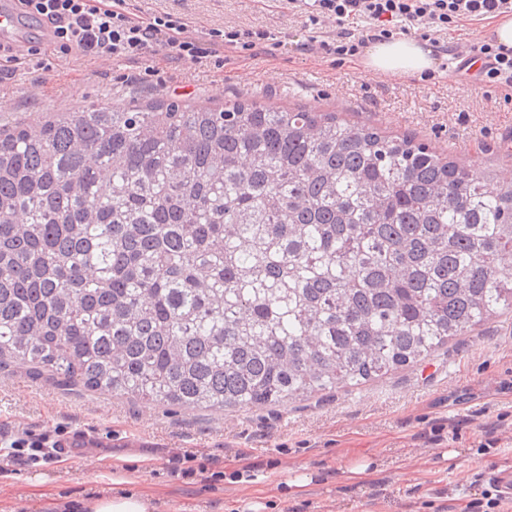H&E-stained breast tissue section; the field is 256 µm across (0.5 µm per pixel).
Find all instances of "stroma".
<instances>
[{"mask_svg": "<svg viewBox=\"0 0 512 512\" xmlns=\"http://www.w3.org/2000/svg\"><path fill=\"white\" fill-rule=\"evenodd\" d=\"M141 17L177 11L196 35L258 27L272 55H224L187 68L43 54L0 81V128L38 126L74 105L133 98L222 107L254 100L280 110L314 106L350 123L408 135L478 173L512 177V101L455 68L381 74L304 49V14L286 0H131ZM495 427L497 447L480 452ZM28 431L88 434L98 449L37 468L0 455V512H61L97 489L151 500L155 512H461L494 470L512 468V312L493 318L430 359L374 380L276 406L185 409L63 389L14 366L0 368V438ZM218 458L225 478L171 473L172 453ZM251 464L248 478L233 471ZM370 474L354 476V465Z\"/></svg>", "mask_w": 512, "mask_h": 512, "instance_id": "1", "label": "stroma"}]
</instances>
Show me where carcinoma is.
<instances>
[{
  "label": "carcinoma",
  "instance_id": "obj_1",
  "mask_svg": "<svg viewBox=\"0 0 512 512\" xmlns=\"http://www.w3.org/2000/svg\"><path fill=\"white\" fill-rule=\"evenodd\" d=\"M512 178L335 112L132 100L0 131V366L188 409L416 364L512 310Z\"/></svg>",
  "mask_w": 512,
  "mask_h": 512
}]
</instances>
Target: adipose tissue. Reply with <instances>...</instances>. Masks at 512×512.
<instances>
[{
  "label": "adipose tissue",
  "mask_w": 512,
  "mask_h": 512,
  "mask_svg": "<svg viewBox=\"0 0 512 512\" xmlns=\"http://www.w3.org/2000/svg\"><path fill=\"white\" fill-rule=\"evenodd\" d=\"M433 64L432 48L413 38L375 42L365 56L366 67L383 74L410 75Z\"/></svg>",
  "instance_id": "1"
}]
</instances>
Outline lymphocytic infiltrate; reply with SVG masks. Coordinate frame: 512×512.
<instances>
[{"label": "lymphocytic infiltrate", "mask_w": 512, "mask_h": 512, "mask_svg": "<svg viewBox=\"0 0 512 512\" xmlns=\"http://www.w3.org/2000/svg\"><path fill=\"white\" fill-rule=\"evenodd\" d=\"M31 14L52 26L54 44L66 55L98 59L138 61L164 54L185 65L213 58L223 63L225 50L268 52L273 39L264 29L235 27L210 29L206 37L191 33L185 19L167 12L143 19L132 12L127 0H24ZM308 7L310 29L336 25L335 36L310 37L308 51L357 60L368 42L388 41L413 28L421 38L434 40L449 26L475 18L493 19L512 15V0H303ZM365 20L369 29L355 34L348 25ZM457 70L478 66L477 78L489 86L512 89V49L496 39L463 45L456 55ZM12 464L37 467L61 461L65 449L60 442L41 435L5 439Z\"/></svg>", "instance_id": "obj_1"}]
</instances>
